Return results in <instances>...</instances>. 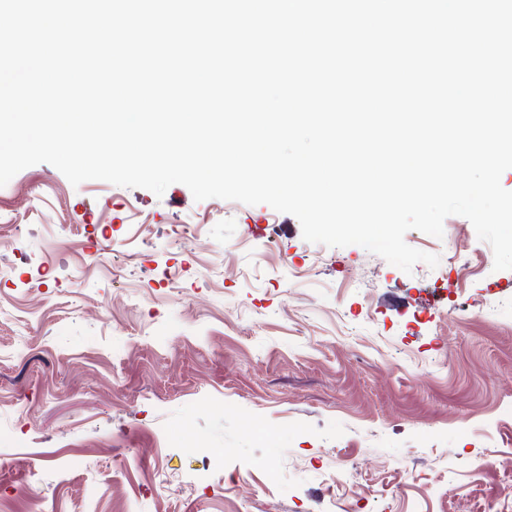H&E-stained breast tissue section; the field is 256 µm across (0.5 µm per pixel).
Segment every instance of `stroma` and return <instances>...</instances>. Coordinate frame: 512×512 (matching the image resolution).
Returning a JSON list of instances; mask_svg holds the SVG:
<instances>
[{
    "mask_svg": "<svg viewBox=\"0 0 512 512\" xmlns=\"http://www.w3.org/2000/svg\"><path fill=\"white\" fill-rule=\"evenodd\" d=\"M405 241L438 266L180 183L20 171L0 187V512H512V270L461 216Z\"/></svg>",
    "mask_w": 512,
    "mask_h": 512,
    "instance_id": "obj_1",
    "label": "stroma"
}]
</instances>
